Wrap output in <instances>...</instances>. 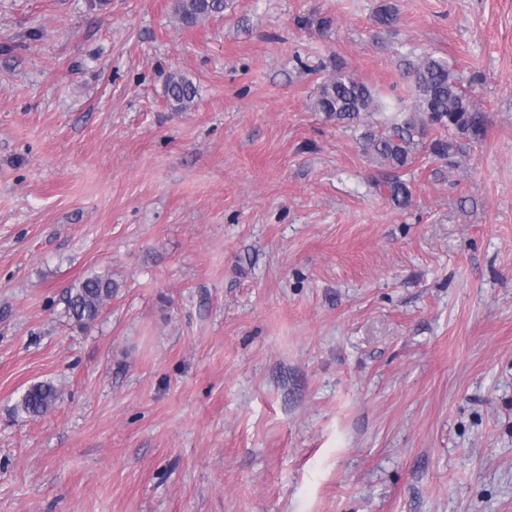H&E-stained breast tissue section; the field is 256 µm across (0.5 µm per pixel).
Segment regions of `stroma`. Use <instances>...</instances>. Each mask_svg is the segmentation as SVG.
<instances>
[{
    "instance_id": "obj_1",
    "label": "stroma",
    "mask_w": 512,
    "mask_h": 512,
    "mask_svg": "<svg viewBox=\"0 0 512 512\" xmlns=\"http://www.w3.org/2000/svg\"><path fill=\"white\" fill-rule=\"evenodd\" d=\"M383 2L0 0V512H512V0ZM425 53L485 136L398 206L315 99ZM175 13L186 24L224 11V0H175ZM164 92L171 108L175 112H182L194 101L197 88L185 75L173 72L168 77ZM114 288L109 277L93 275L84 278L64 290L62 301L65 313L76 326L88 327L99 317L104 304L111 299ZM60 395L50 382L33 383L18 399L15 409L29 417H40L51 412L57 405Z\"/></svg>"
}]
</instances>
